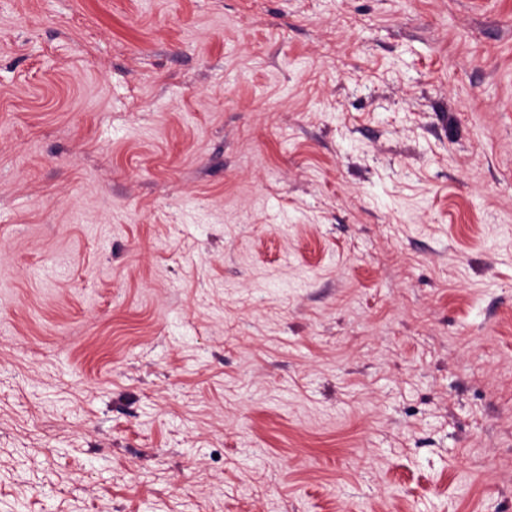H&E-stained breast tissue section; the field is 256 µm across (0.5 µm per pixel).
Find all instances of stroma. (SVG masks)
<instances>
[{
  "mask_svg": "<svg viewBox=\"0 0 512 512\" xmlns=\"http://www.w3.org/2000/svg\"><path fill=\"white\" fill-rule=\"evenodd\" d=\"M0 512H512V0H0Z\"/></svg>",
  "mask_w": 512,
  "mask_h": 512,
  "instance_id": "stroma-1",
  "label": "stroma"
}]
</instances>
